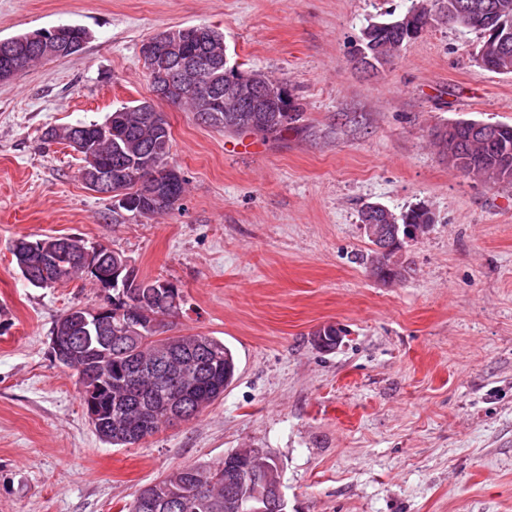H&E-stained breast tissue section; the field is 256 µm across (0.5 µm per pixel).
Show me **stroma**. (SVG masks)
I'll use <instances>...</instances> for the list:
<instances>
[{
    "mask_svg": "<svg viewBox=\"0 0 512 512\" xmlns=\"http://www.w3.org/2000/svg\"><path fill=\"white\" fill-rule=\"evenodd\" d=\"M410 0H0V39L59 24L90 40L0 81V512H128L173 469L261 448L288 512H512V185L472 178L431 143L458 119L512 125V74L477 65L480 33L436 21L377 70L362 29ZM224 34L232 64L285 80L300 118L279 136L201 124L173 106L178 208L154 218L87 189L53 126L103 122L151 98L141 43L171 27ZM421 205L403 280L371 272L361 209ZM24 235L78 236L174 282V333L233 351L237 371L197 418L113 446L89 423L55 321L99 292L35 288ZM334 350L312 341L325 324Z\"/></svg>",
    "mask_w": 512,
    "mask_h": 512,
    "instance_id": "1",
    "label": "stroma"
}]
</instances>
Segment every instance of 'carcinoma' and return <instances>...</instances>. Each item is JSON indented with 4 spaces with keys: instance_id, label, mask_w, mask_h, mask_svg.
Returning <instances> with one entry per match:
<instances>
[{
    "instance_id": "1",
    "label": "carcinoma",
    "mask_w": 512,
    "mask_h": 512,
    "mask_svg": "<svg viewBox=\"0 0 512 512\" xmlns=\"http://www.w3.org/2000/svg\"><path fill=\"white\" fill-rule=\"evenodd\" d=\"M473 5L471 24L475 30L492 38L496 28L512 29V0H468ZM433 20L432 9L423 7L415 16L402 15L373 24L361 31V45L368 46V58L373 65H382L406 42L417 38ZM205 34L198 39L181 41L176 27L162 31L166 35V50L156 55L148 71L150 85L162 78L178 60L210 62L213 67L203 71L191 86L174 85L161 101L175 107L188 105L202 107L208 115L206 125L231 132H257L278 135L288 125L298 121L299 107L288 92V84L254 70L249 74L260 89L273 91L266 112H237L233 83L240 75L224 60V35L203 26ZM88 33L78 25L67 26V36L28 48L24 42L29 35L8 38L20 49L25 67L37 62L60 57L61 44L68 43L74 51L82 49ZM18 55V56H20ZM18 56L10 58L16 63ZM84 131L96 143L95 162L102 169L123 173L124 190L128 206L124 210L141 217L151 218L173 210L184 193V183L173 181L162 185L167 196L164 206L156 208L152 185L146 176L160 166L169 165L172 132L155 101H141L112 112L104 122L83 125ZM48 143L71 146L70 127L48 129ZM459 169L472 171L493 181L512 183V166L502 167L504 156H512V126L499 125L496 134L485 142L472 137L468 130L459 131L457 142ZM398 223L423 227L432 223L430 213L423 207L412 208L400 214ZM87 249L77 237L15 240L12 253L23 279L35 288H54L76 279L90 282L99 290L112 295V312L100 321L111 344L88 341L82 335L81 320L96 311L94 307L73 306L61 315L52 335L61 337L62 344L72 349L75 363L70 369L83 365L97 373L88 389L80 391L83 407L89 406L88 396L97 403L100 423L94 430L105 442L127 446L167 426L163 421L171 404L183 400L190 411L189 418L197 417L223 394L235 373L232 351L224 342L212 336L182 334L162 336L160 329L173 323L184 303L183 293L177 285L159 277H140L136 270H127L128 259L103 245L116 283L99 275L79 270L76 257ZM377 277L395 281L402 277L403 263L394 250L370 257ZM316 344L321 348L336 346V327L324 325L314 332ZM166 360L172 375L157 377L150 372L140 375L133 390L123 385V379L133 366ZM276 464L271 458L256 459L252 450L241 448L234 456H225L212 465H188L159 478L142 492H149L158 509L145 511L132 503L130 512H236L240 500L256 499L276 481Z\"/></svg>"
}]
</instances>
